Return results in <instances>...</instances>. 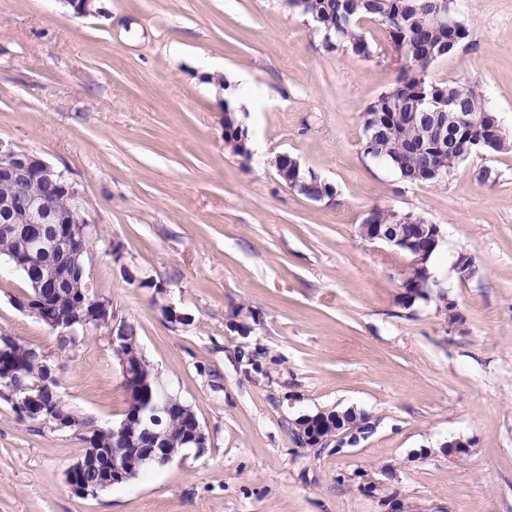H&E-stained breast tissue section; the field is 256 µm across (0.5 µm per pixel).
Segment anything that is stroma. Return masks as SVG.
I'll return each mask as SVG.
<instances>
[{
  "label": "stroma",
  "instance_id": "stroma-1",
  "mask_svg": "<svg viewBox=\"0 0 512 512\" xmlns=\"http://www.w3.org/2000/svg\"><path fill=\"white\" fill-rule=\"evenodd\" d=\"M0 0V139L63 170L91 226L86 272L143 356L196 412L204 450L86 497L66 481L84 432L127 392L107 329L68 339L14 304L0 262V336L61 364L72 430L0 397V512H512V149L410 184L362 152L364 108L400 62L365 23V60L328 51L287 0ZM471 35L432 64L480 85L512 137V0H461ZM242 73L229 88L215 79ZM240 106L250 159L224 142ZM286 154L336 193L283 181ZM442 225L433 264L464 319L400 302L409 259L364 240L371 209ZM137 271L127 281L125 269ZM365 414L356 443L301 444L296 419ZM454 438L471 455L448 453Z\"/></svg>",
  "mask_w": 512,
  "mask_h": 512
}]
</instances>
